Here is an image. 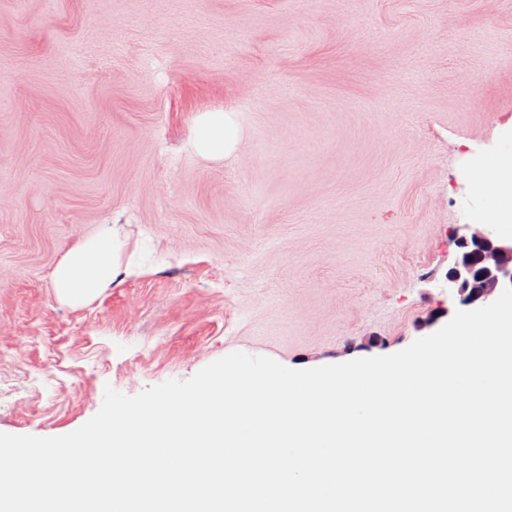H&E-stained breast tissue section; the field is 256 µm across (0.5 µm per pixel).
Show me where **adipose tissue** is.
<instances>
[{"instance_id":"obj_1","label":"adipose tissue","mask_w":512,"mask_h":512,"mask_svg":"<svg viewBox=\"0 0 512 512\" xmlns=\"http://www.w3.org/2000/svg\"><path fill=\"white\" fill-rule=\"evenodd\" d=\"M239 130L230 113L206 112L197 119L193 148L197 154L220 159L234 151ZM475 189L492 198L489 210L478 221L512 225V157L500 152L481 156L475 165ZM123 243L116 227L100 230L70 248L51 274L56 299L77 307L90 303L109 288L121 267Z\"/></svg>"}]
</instances>
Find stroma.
<instances>
[{
  "label": "stroma",
  "mask_w": 512,
  "mask_h": 512,
  "mask_svg": "<svg viewBox=\"0 0 512 512\" xmlns=\"http://www.w3.org/2000/svg\"><path fill=\"white\" fill-rule=\"evenodd\" d=\"M229 112L224 159L191 149ZM512 146V0H0V432L61 436L235 351L313 368L424 322ZM117 226L95 301L50 276ZM239 130L228 112H205L197 118L193 148L210 159H222L235 150Z\"/></svg>",
  "instance_id": "1"
}]
</instances>
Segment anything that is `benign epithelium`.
I'll list each match as a JSON object with an SVG mask.
<instances>
[{
    "label": "benign epithelium",
    "instance_id": "benign-epithelium-1",
    "mask_svg": "<svg viewBox=\"0 0 512 512\" xmlns=\"http://www.w3.org/2000/svg\"><path fill=\"white\" fill-rule=\"evenodd\" d=\"M459 249L445 276L448 302L441 303L426 321L432 326L460 307H482L512 287V241L495 237L491 231L473 224L455 230Z\"/></svg>",
    "mask_w": 512,
    "mask_h": 512
}]
</instances>
